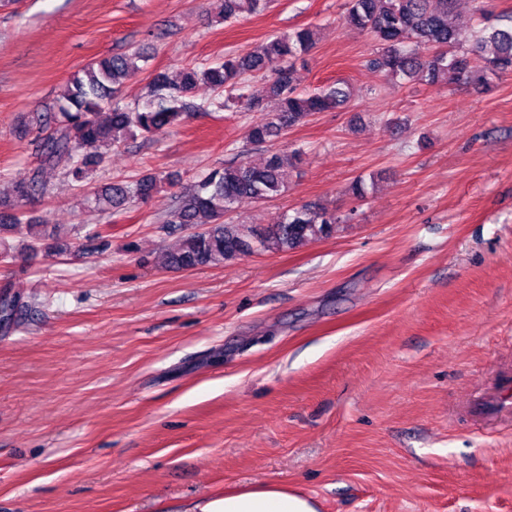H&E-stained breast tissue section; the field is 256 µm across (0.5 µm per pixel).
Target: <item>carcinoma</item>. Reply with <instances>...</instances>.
Instances as JSON below:
<instances>
[{
	"label": "carcinoma",
	"instance_id": "obj_1",
	"mask_svg": "<svg viewBox=\"0 0 512 512\" xmlns=\"http://www.w3.org/2000/svg\"><path fill=\"white\" fill-rule=\"evenodd\" d=\"M267 6V0H224L223 19L233 22ZM454 0H347L346 21L371 34L381 51L370 67L387 77L441 82L448 86H485L488 75L512 73V14L493 17L483 5L476 6L485 27L462 51V34L454 21ZM318 40L317 30L297 28L275 35L259 49L227 57L215 66L185 69L180 78L165 72L152 74L149 94L132 108L113 103V96L126 81L141 71L138 52L113 54L75 73L58 101L57 111L41 112L29 122L41 139L42 167L0 191V234L26 226L30 240L26 250L40 248L45 235L23 211V203L44 192L42 168L65 164L72 180L92 179L104 160L101 153H88L92 145L114 146L129 138H152L181 120L188 112H216L227 107L215 98L197 104L191 100L199 85L221 93L236 90L234 103L258 117L247 137L257 146L265 144V156L256 163L243 155L200 176L193 187L178 197L166 223L181 231L177 247L168 254L169 266L192 269L218 266L256 251H291L312 241L332 236L341 216L326 209L303 205L284 214L278 224L256 228L226 224L224 215L245 204L265 201L284 192L285 168L296 155L272 148L288 130L317 112L340 108L351 99L345 82L299 92L293 85L289 60L309 53ZM482 59L488 66L472 64ZM245 75L264 78L268 95L277 108L268 110L263 99L248 92ZM173 178L161 172L144 175L131 183L109 184L86 198L94 211L118 213L132 200L147 201ZM20 307L18 296L0 291V324L11 326Z\"/></svg>",
	"mask_w": 512,
	"mask_h": 512
}]
</instances>
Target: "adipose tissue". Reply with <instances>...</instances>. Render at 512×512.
Instances as JSON below:
<instances>
[{
    "label": "adipose tissue",
    "mask_w": 512,
    "mask_h": 512,
    "mask_svg": "<svg viewBox=\"0 0 512 512\" xmlns=\"http://www.w3.org/2000/svg\"><path fill=\"white\" fill-rule=\"evenodd\" d=\"M197 512H316L311 500L277 484L248 487L197 504Z\"/></svg>",
    "instance_id": "obj_1"
}]
</instances>
